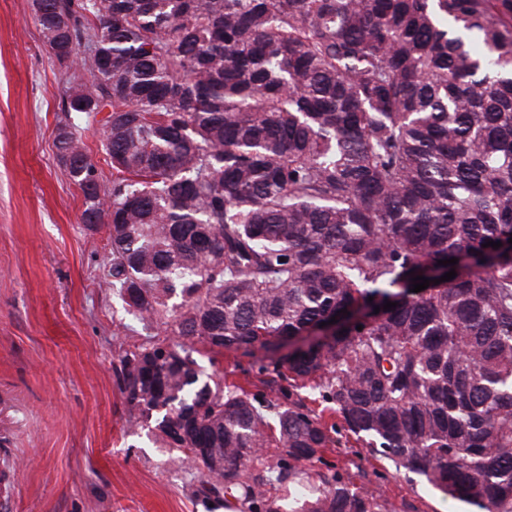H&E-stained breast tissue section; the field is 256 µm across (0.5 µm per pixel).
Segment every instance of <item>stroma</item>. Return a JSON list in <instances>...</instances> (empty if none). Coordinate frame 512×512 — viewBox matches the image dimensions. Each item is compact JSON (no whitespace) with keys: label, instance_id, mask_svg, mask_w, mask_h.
<instances>
[{"label":"stroma","instance_id":"1","mask_svg":"<svg viewBox=\"0 0 512 512\" xmlns=\"http://www.w3.org/2000/svg\"><path fill=\"white\" fill-rule=\"evenodd\" d=\"M64 70L32 0H0V512H227L203 471L131 429L120 357L146 341L115 288L101 285L105 229L57 158ZM208 371L264 392V352H202ZM323 455L389 512H464L422 478L371 455L344 427Z\"/></svg>","mask_w":512,"mask_h":512}]
</instances>
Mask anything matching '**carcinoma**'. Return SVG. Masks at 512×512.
<instances>
[{
  "label": "carcinoma",
  "mask_w": 512,
  "mask_h": 512,
  "mask_svg": "<svg viewBox=\"0 0 512 512\" xmlns=\"http://www.w3.org/2000/svg\"><path fill=\"white\" fill-rule=\"evenodd\" d=\"M45 3L46 44L81 67L63 110L110 108L111 186L75 127L58 139L81 222L105 224V284L155 331L120 357L129 425L228 509L383 512L316 469L333 426L294 397L308 386L372 454L512 512V0ZM90 43L112 67L79 57ZM197 344L265 351L270 395L224 384Z\"/></svg>",
  "instance_id": "obj_1"
}]
</instances>
